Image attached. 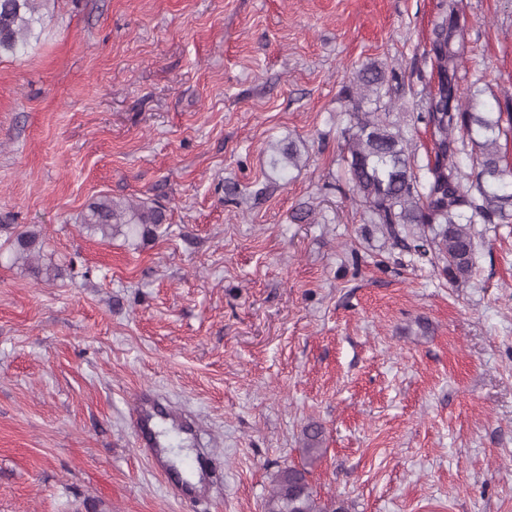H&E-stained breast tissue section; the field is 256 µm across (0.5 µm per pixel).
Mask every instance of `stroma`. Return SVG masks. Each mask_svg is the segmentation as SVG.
I'll return each mask as SVG.
<instances>
[{
  "instance_id": "1",
  "label": "stroma",
  "mask_w": 512,
  "mask_h": 512,
  "mask_svg": "<svg viewBox=\"0 0 512 512\" xmlns=\"http://www.w3.org/2000/svg\"><path fill=\"white\" fill-rule=\"evenodd\" d=\"M440 3L50 0L0 56V244L39 231L65 269L0 254V512H262L288 465L349 512H512V224L474 225L451 283L368 223L342 160L343 85L430 72ZM464 8V71L511 101L512 0ZM102 194L168 222L101 238ZM143 390L174 412L164 473L129 423ZM200 455L209 493L174 495ZM299 158V149L295 145L288 144V147L280 148L277 155H274L270 160L272 173L282 175L287 168L289 170L290 167H297Z\"/></svg>"
}]
</instances>
